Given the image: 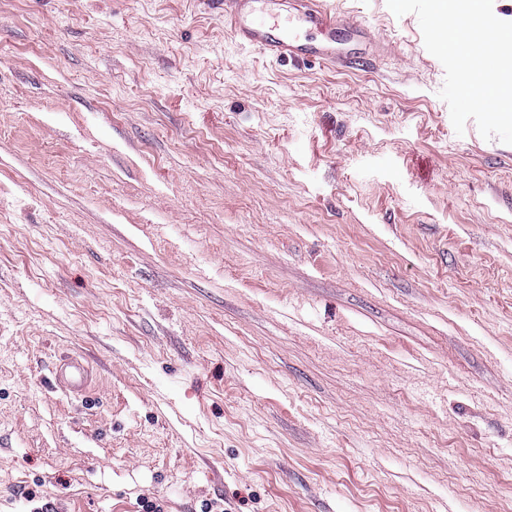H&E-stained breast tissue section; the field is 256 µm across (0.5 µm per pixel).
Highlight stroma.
I'll list each match as a JSON object with an SVG mask.
<instances>
[{
  "instance_id": "1",
  "label": "stroma",
  "mask_w": 512,
  "mask_h": 512,
  "mask_svg": "<svg viewBox=\"0 0 512 512\" xmlns=\"http://www.w3.org/2000/svg\"><path fill=\"white\" fill-rule=\"evenodd\" d=\"M329 3L374 68L0 0V512H512V145L415 14ZM52 375L62 392L70 396H79L90 387L93 370L85 357L73 354L60 358L52 368Z\"/></svg>"
}]
</instances>
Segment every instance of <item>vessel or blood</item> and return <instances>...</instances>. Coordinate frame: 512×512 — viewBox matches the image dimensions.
Returning a JSON list of instances; mask_svg holds the SVG:
<instances>
[{
    "mask_svg": "<svg viewBox=\"0 0 512 512\" xmlns=\"http://www.w3.org/2000/svg\"><path fill=\"white\" fill-rule=\"evenodd\" d=\"M224 19L245 44L275 59H315L354 69L369 64V30L357 21L332 13L324 0H305L302 9L284 10L281 0H220ZM319 29L326 36L310 40L306 31ZM57 387L67 395L84 394L93 370L78 354L60 358L52 368Z\"/></svg>",
    "mask_w": 512,
    "mask_h": 512,
    "instance_id": "b4317fda",
    "label": "vessel or blood"
}]
</instances>
